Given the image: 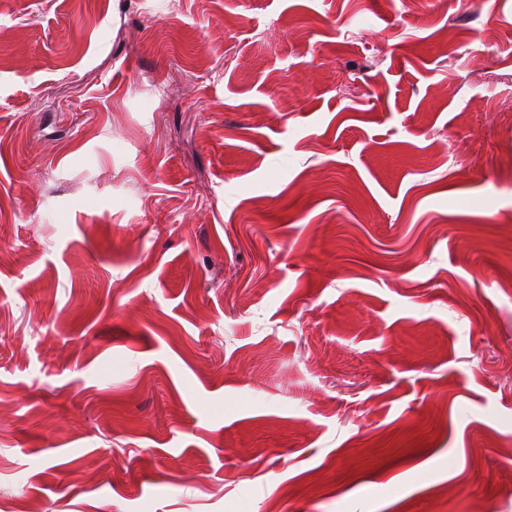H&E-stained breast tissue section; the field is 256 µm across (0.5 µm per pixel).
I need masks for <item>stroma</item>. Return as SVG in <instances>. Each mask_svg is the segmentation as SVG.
I'll use <instances>...</instances> for the list:
<instances>
[{
	"instance_id": "35a3bbf8",
	"label": "stroma",
	"mask_w": 512,
	"mask_h": 512,
	"mask_svg": "<svg viewBox=\"0 0 512 512\" xmlns=\"http://www.w3.org/2000/svg\"><path fill=\"white\" fill-rule=\"evenodd\" d=\"M512 0H0V504L512 512Z\"/></svg>"
}]
</instances>
